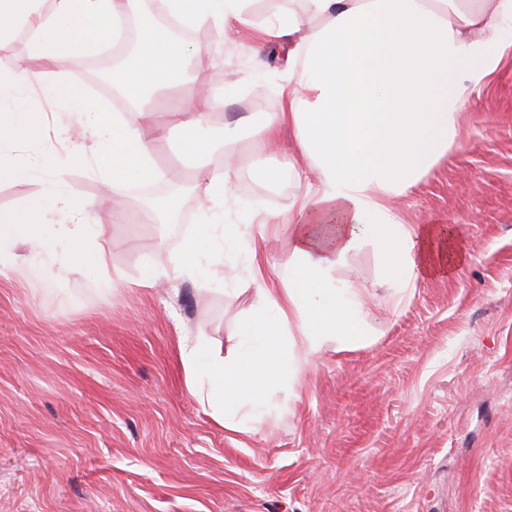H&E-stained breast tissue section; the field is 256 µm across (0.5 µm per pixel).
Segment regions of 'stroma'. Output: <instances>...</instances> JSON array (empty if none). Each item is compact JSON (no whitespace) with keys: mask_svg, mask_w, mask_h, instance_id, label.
Segmentation results:
<instances>
[{"mask_svg":"<svg viewBox=\"0 0 512 512\" xmlns=\"http://www.w3.org/2000/svg\"><path fill=\"white\" fill-rule=\"evenodd\" d=\"M196 29L214 93L251 117L224 221L246 226L274 281L288 243L253 214L287 212L302 188L291 130L271 150L255 147L254 131L279 110L283 76L254 66L247 33ZM500 41L454 147L392 203L402 223L455 225L468 261L395 306L374 248L353 252L332 276L370 303L367 344L328 343L284 379L250 434L216 424L187 390L177 339L202 337L231 360L254 284L231 265L219 281L142 284L148 270H172L188 242L209 256L195 194L180 202L183 223L135 209L118 223L91 217L110 245L112 296L89 273V242L65 276L1 273L0 512H512V30ZM63 145L59 178L98 200L95 138L51 124L28 153ZM35 202L53 207L42 183L0 180V211Z\"/></svg>","mask_w":512,"mask_h":512,"instance_id":"35a3bbf8","label":"stroma"}]
</instances>
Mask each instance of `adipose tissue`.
Segmentation results:
<instances>
[{"label":"adipose tissue","instance_id":"obj_1","mask_svg":"<svg viewBox=\"0 0 512 512\" xmlns=\"http://www.w3.org/2000/svg\"><path fill=\"white\" fill-rule=\"evenodd\" d=\"M251 0H167L182 25L211 20L219 28L251 27ZM305 14L288 11L259 29L280 44L286 80L281 109L269 113L256 141H278L282 127L295 133L298 180L316 189L298 195L282 225L291 259L281 285L269 287L261 252L224 221L231 179L238 167L237 124H224L223 172L214 175L202 159L211 148L207 116L219 106L211 76L191 65L197 47L167 35L142 0H0V42L24 32L31 58L42 68L0 72V176L41 182L59 221L33 209L0 215V248L24 239L30 273L45 266L68 271L76 248L93 240L100 286L111 290L109 246L94 236L88 202L72 197L54 179L59 164L48 155L27 162L17 148L39 139L45 112L29 92L58 105L64 127H80L102 141L97 165L107 187L104 203L113 220L124 219L126 191L161 175L157 146L173 126L191 128L183 148L198 157L195 189L208 212L210 268L233 254L257 287V301L237 326L240 338L231 362L217 359L204 342L179 339L185 385L208 405L225 429L250 433L282 380L286 341L300 342L304 359L328 342L349 349L371 334L366 300L331 272L363 244L380 256L391 285L401 292L418 279L450 275L469 254L453 229L442 224H403L390 202L411 188L455 143L457 115L473 89L498 61L495 32L512 26V0H306ZM139 23L132 64L112 82L129 103L122 117L89 109L76 100L82 85L78 54L98 55L124 37L129 19ZM302 71L303 82L292 75ZM192 85L189 98L156 112L152 100L178 83Z\"/></svg>","mask_w":512,"mask_h":512}]
</instances>
